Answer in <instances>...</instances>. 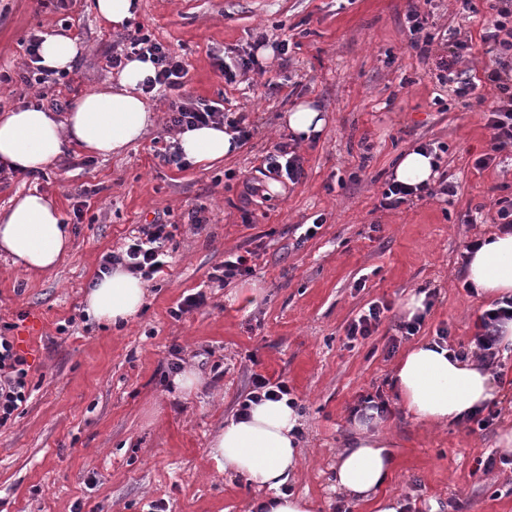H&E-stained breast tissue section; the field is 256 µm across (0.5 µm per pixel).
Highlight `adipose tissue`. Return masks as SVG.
Instances as JSON below:
<instances>
[{
    "instance_id": "1",
    "label": "adipose tissue",
    "mask_w": 512,
    "mask_h": 512,
    "mask_svg": "<svg viewBox=\"0 0 512 512\" xmlns=\"http://www.w3.org/2000/svg\"><path fill=\"white\" fill-rule=\"evenodd\" d=\"M78 39L48 34L40 46L42 65L70 70L79 55ZM154 73L152 63L132 60L115 85L73 100L65 116L32 105L0 113V163L26 173L49 168L64 145L109 157L139 141L154 123V112L141 89ZM183 159L204 169L223 162L241 147L228 125L202 126L178 134ZM436 157L419 149L400 157L394 177L417 185L436 177ZM70 236L56 204L39 193L11 199L0 208V255L33 272L54 270L70 249ZM466 279L477 297L512 298V231H495L469 260ZM142 279L117 267L100 274L86 291L84 312L101 326L125 323L146 302ZM393 387L400 406L417 420L444 425L466 420L493 401L499 391L492 372L445 343L423 341L398 363ZM379 411L355 420V435L336 458L334 487L372 503L373 512H405L406 501L385 486L396 466L393 442L382 431ZM300 414L287 400L252 405L247 416L226 422L214 435L210 455L221 472L247 479L262 493L254 512H311L308 499L287 492L300 457Z\"/></svg>"
}]
</instances>
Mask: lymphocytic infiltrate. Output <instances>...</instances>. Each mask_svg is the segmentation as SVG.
I'll return each mask as SVG.
<instances>
[{"label": "lymphocytic infiltrate", "instance_id": "f902f5d3", "mask_svg": "<svg viewBox=\"0 0 512 512\" xmlns=\"http://www.w3.org/2000/svg\"><path fill=\"white\" fill-rule=\"evenodd\" d=\"M149 57L155 66V75L143 85L144 92L170 90L175 94L170 104L169 122L172 128L181 129L208 123L229 122L237 129L241 140H250L251 129L242 127L238 120H226L224 106L215 101L184 100L178 98V91L184 86L188 69L183 54L157 42L148 29L136 25L126 34L122 47L113 52L112 67H122L124 60L131 57ZM486 79L494 86L496 94L483 112L486 127L491 132L490 151L477 159L478 167H487L494 154L512 151V79L504 77L501 69L492 68ZM262 173L277 182L297 183L304 175L300 156L290 144L281 142L263 159ZM174 233L167 223L155 222L137 228L124 246L123 256L104 255L101 270L125 262L128 269L144 280H153L163 273L167 265L169 245ZM512 320V299H506L503 306L483 311L476 323L472 346L485 366H498L500 350L498 336L494 334L497 323ZM31 366L26 357L19 353L13 337L0 330V426H6L14 413L29 398L28 375Z\"/></svg>", "mask_w": 512, "mask_h": 512}]
</instances>
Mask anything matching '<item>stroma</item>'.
Wrapping results in <instances>:
<instances>
[{"label":"stroma","instance_id":"stroma-1","mask_svg":"<svg viewBox=\"0 0 512 512\" xmlns=\"http://www.w3.org/2000/svg\"><path fill=\"white\" fill-rule=\"evenodd\" d=\"M135 22L183 53L184 98L220 100L245 116L254 134L210 169L164 164L169 99L149 97L157 114L145 137L123 154L88 155L66 147L39 177L0 182V206L38 192L54 200L72 239L63 261L31 273L0 260V325L13 324L31 366L30 398L0 428V512H252L257 493L210 457L218 429L233 418L252 374L287 381L303 422V448L288 488L312 512H372L333 488L336 454L361 397L389 403L387 432L397 467L386 486L407 512H512V465L490 469L499 432L512 427V353L501 356L499 412L492 425L435 427L399 406L390 376L416 341L468 346L484 300L463 286L468 241L495 230V202L512 199V153L488 167L490 132L476 98L463 100L439 78L442 36L468 41L456 73L492 98V28L501 0H137ZM425 16L434 40L413 48L407 14ZM65 33L87 50L68 76L30 87L14 74L27 60L30 32ZM99 16L94 0H0V111L62 103L116 80L112 48L125 36ZM287 40L263 72L225 81L216 61L242 55L258 37ZM328 122L300 142L305 175L280 193L246 194L261 182L268 151L289 141L284 112L303 101ZM442 145L439 175L456 186L395 209L381 207L397 159L415 145ZM82 219H75V207ZM203 208L194 229L188 214ZM471 223H461L463 214ZM323 216L310 239L299 225ZM161 219L177 224L164 274L147 284L146 303L130 323L86 321L84 295L102 255L119 251L131 229ZM253 252L249 274L221 283L214 269L231 254ZM424 289L437 295L416 336L395 330L401 306ZM206 301L181 318L171 312L190 294ZM389 310L375 335L348 346L346 327L368 303ZM68 324L59 333L60 324ZM202 381L176 393L172 356Z\"/></svg>","mask_w":512,"mask_h":512}]
</instances>
